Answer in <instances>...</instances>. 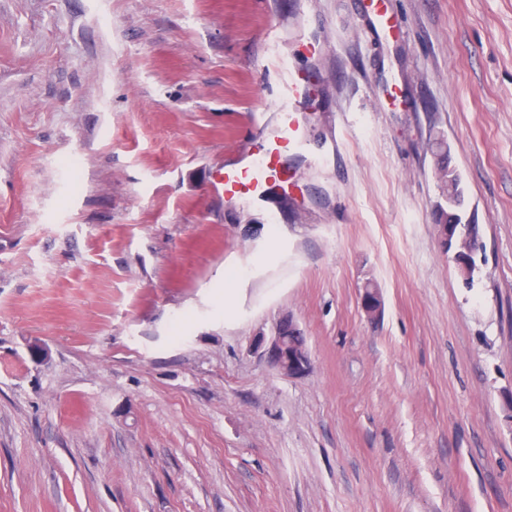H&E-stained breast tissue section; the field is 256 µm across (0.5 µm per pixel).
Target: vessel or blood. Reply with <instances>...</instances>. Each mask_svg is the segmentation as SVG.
Here are the masks:
<instances>
[{
	"instance_id": "vessel-or-blood-1",
	"label": "vessel or blood",
	"mask_w": 512,
	"mask_h": 512,
	"mask_svg": "<svg viewBox=\"0 0 512 512\" xmlns=\"http://www.w3.org/2000/svg\"><path fill=\"white\" fill-rule=\"evenodd\" d=\"M263 41V66L276 77L270 113L264 121L247 124L248 146L238 160L225 163L219 181L227 201L251 210L263 209L273 190L288 191L285 159L316 169L327 151L326 145L310 139L305 124L314 93L309 75L283 61L277 27L268 28Z\"/></svg>"
}]
</instances>
